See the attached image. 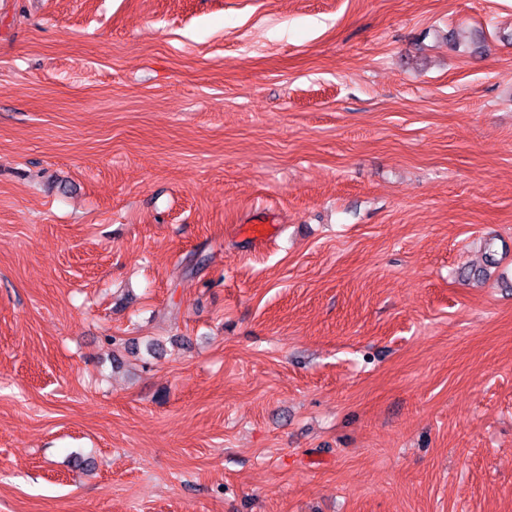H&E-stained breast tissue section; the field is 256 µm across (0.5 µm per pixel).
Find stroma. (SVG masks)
<instances>
[{
  "label": "stroma",
  "instance_id": "stroma-1",
  "mask_svg": "<svg viewBox=\"0 0 512 512\" xmlns=\"http://www.w3.org/2000/svg\"><path fill=\"white\" fill-rule=\"evenodd\" d=\"M0 512H512V0H0Z\"/></svg>",
  "mask_w": 512,
  "mask_h": 512
}]
</instances>
